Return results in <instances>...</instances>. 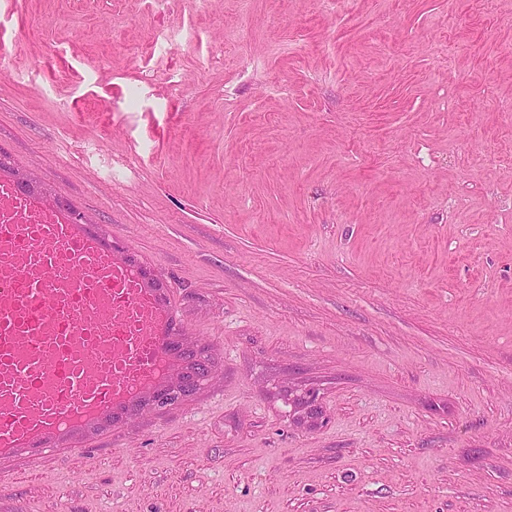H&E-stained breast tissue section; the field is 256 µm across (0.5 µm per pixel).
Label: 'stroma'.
<instances>
[{"instance_id":"1","label":"stroma","mask_w":512,"mask_h":512,"mask_svg":"<svg viewBox=\"0 0 512 512\" xmlns=\"http://www.w3.org/2000/svg\"><path fill=\"white\" fill-rule=\"evenodd\" d=\"M0 154L215 360L0 512H512V0H0Z\"/></svg>"}]
</instances>
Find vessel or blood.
I'll return each instance as SVG.
<instances>
[{
  "mask_svg": "<svg viewBox=\"0 0 512 512\" xmlns=\"http://www.w3.org/2000/svg\"><path fill=\"white\" fill-rule=\"evenodd\" d=\"M60 230L77 246L74 272H81L87 258L111 268L112 251L99 237L78 224ZM29 297L38 316L26 335L15 336L11 328L19 301L0 288V459L62 432L69 423L93 421L150 385L148 378L123 375L113 367L111 337L89 335L82 311L65 304L58 289L40 279ZM58 325L67 327V335H52ZM130 355L147 367L161 363L164 336L141 342Z\"/></svg>",
  "mask_w": 512,
  "mask_h": 512,
  "instance_id": "vessel-or-blood-1",
  "label": "vessel or blood"
}]
</instances>
